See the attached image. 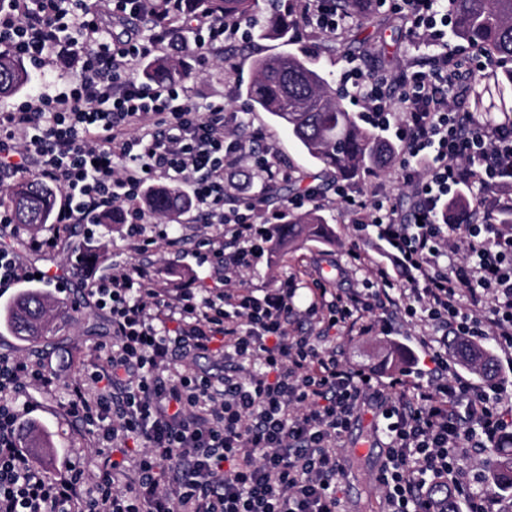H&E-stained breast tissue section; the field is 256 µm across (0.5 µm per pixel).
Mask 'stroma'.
Listing matches in <instances>:
<instances>
[{
	"mask_svg": "<svg viewBox=\"0 0 512 512\" xmlns=\"http://www.w3.org/2000/svg\"><path fill=\"white\" fill-rule=\"evenodd\" d=\"M290 11L295 26L288 41L274 38L230 40L214 52L208 63H201L197 54L186 58L192 70V98L200 104L223 103L226 111L237 113L248 128L262 130L272 145L277 166L288 175L287 183L293 196L314 191L315 200L305 202V209H319L329 227L335 232L338 243L326 247L313 241L289 250L282 256L263 255L244 275V285L261 289L272 285L275 279L305 271L311 263L324 268V283L329 288H363L369 274L366 268L351 255L360 250L381 258L387 266L396 287L407 285V277L394 267L390 256L384 255L375 239H358L352 224L355 209L336 195L337 181L334 174L312 164L301 153L288 129L273 124L267 114L251 111L239 92L241 84L252 77L256 58L286 55L302 50L312 51L340 101L347 111L363 114L364 106L351 97L339 80L340 72L348 66L360 68L372 78L394 79L396 76L420 69L431 56L444 51L456 52L466 60L468 68L483 62L480 49L455 39L430 42L419 39L410 29L395 31L394 26L403 16L401 0H376L372 20L358 23L347 39L344 51L330 52L331 36L307 24L302 14V0H282ZM355 187L356 201L366 211L377 205L394 209L401 220H409L417 200L415 185L405 184L397 170H372L361 174ZM199 208L179 216L184 225L187 243L181 254H174L165 244H158L156 251L147 254L160 277L167 281L194 280L199 287L220 291L224 283L216 274L211 261L196 255L193 241L203 233ZM125 225L96 224L93 227L77 225L72 236L61 242L51 254H27L24 240L9 231L0 232V243L26 254L28 263L47 272L50 277L63 279L64 289L50 288L52 297L62 301L80 299L87 280L105 272L113 260L127 256L124 240ZM417 328L395 314L383 316L375 333L357 336L345 342L343 355L356 367L373 368L378 364L380 351L396 348L401 368H420L425 357L415 341ZM111 329L106 316L96 309L93 302H82L78 311L57 312L49 332L35 342H26L0 332V355L25 357L40 361L46 370L56 374L58 388L55 393L38 395L39 406L27 421L28 427L45 432L52 447L32 450L31 455L49 476L65 473V463L80 461L89 476H96L103 458L98 454L94 439L84 427L67 416L65 410L67 387L78 380L84 362L98 345L111 342ZM377 440V420L373 408H362L360 419L352 433L344 439V454L348 459L341 478L342 508L344 512H377L380 493L373 480V462L359 458L354 448L359 444H372Z\"/></svg>",
	"mask_w": 512,
	"mask_h": 512,
	"instance_id": "stroma-1",
	"label": "stroma"
}]
</instances>
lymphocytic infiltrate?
I'll return each mask as SVG.
<instances>
[{"instance_id": "1", "label": "lymphocytic infiltrate", "mask_w": 512, "mask_h": 512, "mask_svg": "<svg viewBox=\"0 0 512 512\" xmlns=\"http://www.w3.org/2000/svg\"><path fill=\"white\" fill-rule=\"evenodd\" d=\"M113 19L150 17L147 33L110 37L91 0H0V55L42 68L81 60L66 91H39L0 112V183L28 175L62 201L49 233L25 239L29 252L54 251L78 224L122 206L134 252L153 245L142 198L166 180L181 185L220 225L205 243L224 270V293L170 284L152 266L112 262L85 291L112 326V345L91 355L67 388L66 412L92 426L99 451L119 460L94 483L72 466L44 473L19 439L57 379L40 362L0 357V512H340L345 472L340 441L374 397L385 423L383 461L372 475L382 512H512V500L476 492L471 456L491 465L512 420L499 411L501 380L474 383L448 372V340L490 337L512 355V225L493 219L491 191L512 180V122L479 123L464 109L463 65L443 54L403 77L397 92L347 68L351 85L380 130H394L406 179L426 173L414 222L394 211L357 213L408 277L390 296L387 273L354 293L312 277L298 306L294 278L257 295L235 282L259 249L253 206L225 211L243 156L266 181L280 169L260 133H240L223 106L198 107L181 83L149 88L136 74L157 48H182L179 19L150 14L148 0H103ZM413 33L443 37L438 0H403ZM242 20L202 15L193 23L201 58L236 38ZM479 188L466 223L450 224L452 192ZM394 308L421 327L429 368L383 381L328 347L331 333L367 336L378 311ZM223 352L211 372L200 360Z\"/></svg>"}]
</instances>
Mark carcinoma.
Masks as SVG:
<instances>
[{
    "label": "carcinoma",
    "mask_w": 512,
    "mask_h": 512,
    "mask_svg": "<svg viewBox=\"0 0 512 512\" xmlns=\"http://www.w3.org/2000/svg\"><path fill=\"white\" fill-rule=\"evenodd\" d=\"M375 0H335L336 10L356 21L370 18ZM452 33L460 42L480 47L491 63L472 88L477 112H498L512 116V0H449ZM186 15H207L213 19L238 18L251 22L250 34L259 38H288L293 21L276 10L259 8L258 0H183ZM188 76L183 61L155 57L141 71L147 85L168 86ZM31 76L23 60L0 56V98L20 93ZM249 107L266 112L278 124L288 127L301 151L315 164L336 172V178L354 182L362 172L386 168L396 146L383 141L361 126L353 113L344 109L311 53L301 56L260 57L253 62L251 80L242 88ZM146 208L172 220L193 207V202L173 184L153 186L144 195ZM56 191L50 185L29 179L7 189L0 188V206L10 210L16 223L40 226L52 223ZM309 238L336 245V237L319 210L285 215L268 243L274 255L293 249ZM39 290L20 293L3 318L12 335L33 341L44 335L53 308H63ZM461 358L483 376L496 374L493 356L478 347L464 348ZM492 481L500 492H512V451L497 455Z\"/></svg>",
    "instance_id": "obj_1"
}]
</instances>
